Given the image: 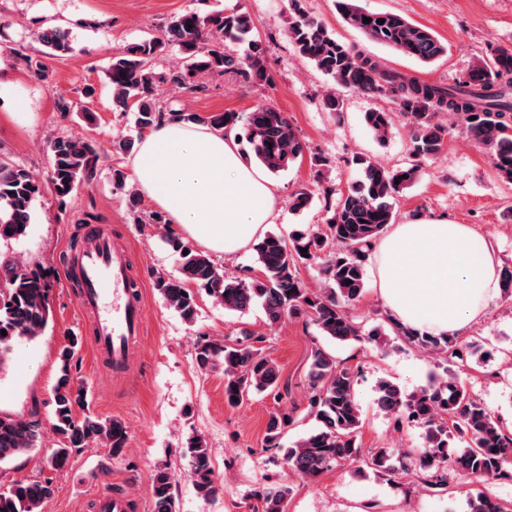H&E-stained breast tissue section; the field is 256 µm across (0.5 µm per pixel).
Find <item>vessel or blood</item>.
Wrapping results in <instances>:
<instances>
[{"label": "vessel or blood", "instance_id": "obj_1", "mask_svg": "<svg viewBox=\"0 0 512 512\" xmlns=\"http://www.w3.org/2000/svg\"><path fill=\"white\" fill-rule=\"evenodd\" d=\"M65 276L78 288L80 306L91 318L95 357L109 362L113 372H127L145 327L143 293L133 275L130 249L87 228L79 257Z\"/></svg>", "mask_w": 512, "mask_h": 512}]
</instances>
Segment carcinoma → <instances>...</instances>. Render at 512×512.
Returning a JSON list of instances; mask_svg holds the SVG:
<instances>
[{"label":"carcinoma","instance_id":"1","mask_svg":"<svg viewBox=\"0 0 512 512\" xmlns=\"http://www.w3.org/2000/svg\"><path fill=\"white\" fill-rule=\"evenodd\" d=\"M345 23L370 41L390 48L421 63H430L447 53V46L430 30L394 13L370 12L357 0H339ZM371 19L366 23L363 18ZM384 23H379V20ZM253 21L246 12H215L202 16L184 11L165 24V38L131 43L112 54L107 70L112 98L119 106L134 108L138 133L149 131L167 120L203 123L218 129L239 127L237 140L249 145L267 172L277 174L304 156L307 145L288 116L270 106H260L240 122L236 112H214L206 117L176 108L159 97L161 87L174 86L187 94L207 90L203 79L234 70L252 84L264 85L271 77L267 47L252 37ZM294 50L334 82L365 94H393L411 126V155L415 162L390 169L356 155L351 163L362 172L347 192L339 193L325 225L307 231L295 230L284 240L265 234L255 245L261 276L249 280L232 276L209 256L182 238L169 235L167 244L179 255L177 276L159 275L155 288L165 304L187 324L196 321L198 300L204 296L230 312H243L260 303L267 320L274 324L302 313L309 316L322 335L338 342L381 335L375 327L362 326L348 312L366 286V263L373 243L386 227L396 221L393 200L417 180V161L437 155L444 146L442 127L436 115L451 112L459 117L467 135L491 150L492 163L500 178L512 183V50L495 48L480 59L457 84L444 87L383 67L378 60L354 51L336 39L318 18L308 14L301 0H289L286 30ZM35 35L45 50L14 53L37 79L49 77L47 58L71 51L70 32L61 26H39ZM246 44L241 57L224 53V41ZM177 47L182 66L156 71L154 60L166 46ZM366 125L379 140L390 134L391 113H365ZM51 165L48 183L64 204L80 184L95 179L99 163L96 142L88 137L63 134L49 143ZM43 186L24 167L0 157V241L19 239L31 224L32 206ZM307 253H302L301 249ZM188 254H183L184 250ZM328 255L322 272L324 291L312 294L297 275V265ZM50 319L48 285L36 270L16 266L8 258L0 261V369L9 361L14 342L32 340L45 331ZM388 321L397 335L412 346L436 354L451 367L448 379L431 384L418 393L405 395L393 383L378 384L379 409L396 421L403 420L424 429L426 447L377 448L365 464L376 473L406 476L433 488L448 485V476L465 474L480 478L512 481V433L492 417L485 405L459 381L458 374L469 368V359L481 350L476 342L462 345L453 336H430ZM79 344L69 338L58 355L59 373L53 388L54 409L51 428L59 448L51 457L54 469L63 468L75 448L102 445L112 455L121 454L126 429L114 418L102 419L90 412L86 388L76 382L71 360ZM195 366L206 371L224 367V394L228 403H242L252 392H269L282 400L280 369L262 351L224 340L205 341L196 347ZM309 415L317 428L286 445L283 433L295 417L280 408L270 415L265 447L282 453L283 460L297 475L314 479L341 461H358V435L362 424L356 400L357 373L336 361L328 351L311 353ZM43 433L40 409L26 418L0 416V463L11 461L37 446ZM459 440L464 446L450 449ZM185 457L193 485L203 497L219 492L208 448L193 435L186 441ZM291 493L287 485H268L255 492L261 512H286ZM54 495L50 479L16 482L0 492V512H41ZM153 512H176L172 474L157 467L151 475ZM468 512H504L503 506L486 494L468 501Z\"/></svg>","mask_w":512,"mask_h":512}]
</instances>
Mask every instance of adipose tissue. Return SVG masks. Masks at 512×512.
Listing matches in <instances>:
<instances>
[{
	"label": "adipose tissue",
	"instance_id": "adipose-tissue-1",
	"mask_svg": "<svg viewBox=\"0 0 512 512\" xmlns=\"http://www.w3.org/2000/svg\"><path fill=\"white\" fill-rule=\"evenodd\" d=\"M131 166L139 191L213 252H240L277 216L274 184L243 161L234 131L164 122L145 134ZM374 262L388 313L433 336L462 335L500 291L497 254L467 224L393 225Z\"/></svg>",
	"mask_w": 512,
	"mask_h": 512
}]
</instances>
